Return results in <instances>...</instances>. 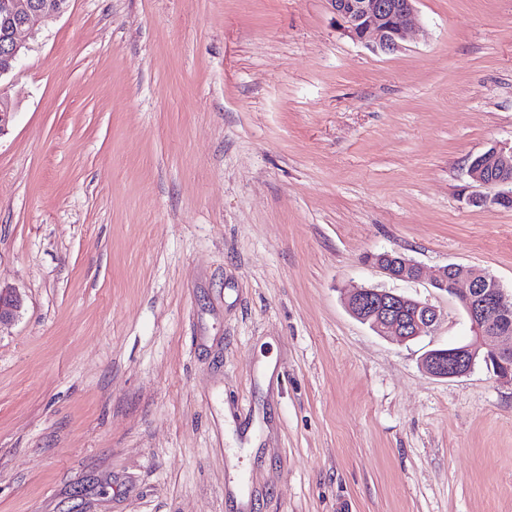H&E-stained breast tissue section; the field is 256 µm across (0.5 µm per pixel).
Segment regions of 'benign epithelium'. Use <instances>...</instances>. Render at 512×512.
I'll return each mask as SVG.
<instances>
[{"instance_id": "benign-epithelium-1", "label": "benign epithelium", "mask_w": 512, "mask_h": 512, "mask_svg": "<svg viewBox=\"0 0 512 512\" xmlns=\"http://www.w3.org/2000/svg\"><path fill=\"white\" fill-rule=\"evenodd\" d=\"M68 0H0V34L5 55L0 57V79L12 71L11 62L24 52V33L34 34L56 19L67 8ZM417 0H328L331 11L351 39L385 53L400 48L409 28L416 25ZM13 110L11 101L0 88V136L8 128ZM490 157L495 175H488L483 157ZM474 159L468 168L471 180L485 191L471 196L480 207H501L512 200V147H495ZM370 261L392 279L416 280L420 266L400 252L370 256ZM434 287L456 298L470 324L469 340L445 349L429 351L422 369L438 378H456L468 374L478 360L492 368L495 375L512 383V346L502 348L498 339L512 336V293L500 282L476 268L457 264L433 270ZM348 312L374 331L398 342H407L427 334L440 320L439 310L421 302L378 287L356 288L345 297ZM21 299L14 291L0 287V324L16 317Z\"/></svg>"}]
</instances>
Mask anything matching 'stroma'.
<instances>
[{"instance_id": "stroma-1", "label": "stroma", "mask_w": 512, "mask_h": 512, "mask_svg": "<svg viewBox=\"0 0 512 512\" xmlns=\"http://www.w3.org/2000/svg\"><path fill=\"white\" fill-rule=\"evenodd\" d=\"M386 54L328 0H69L0 79V512H512V385L429 269L512 293V0H418ZM425 269L388 278L370 255ZM377 286L441 312L399 343ZM491 157L495 175H488L484 168V157ZM471 180L480 187L489 189L471 196L470 202L480 207H503L512 200V147H494L474 159L468 168ZM498 174V176H497ZM344 300L355 319L398 342L429 333L440 320L431 304L378 287L356 288Z\"/></svg>"}]
</instances>
